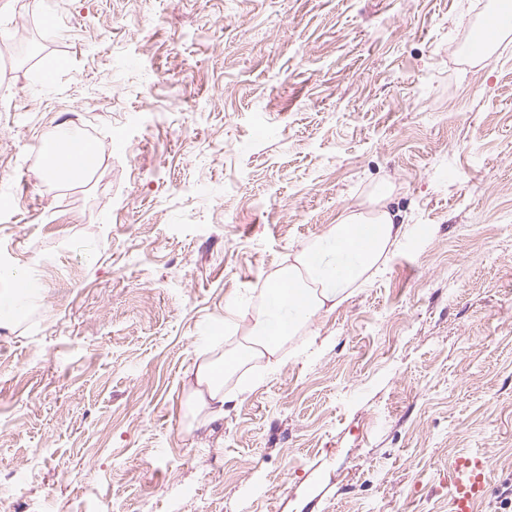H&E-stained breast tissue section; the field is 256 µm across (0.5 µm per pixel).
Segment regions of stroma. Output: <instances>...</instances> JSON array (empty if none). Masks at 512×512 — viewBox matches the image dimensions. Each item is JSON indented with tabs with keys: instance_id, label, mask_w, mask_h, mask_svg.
Masks as SVG:
<instances>
[{
	"instance_id": "35a3bbf8",
	"label": "stroma",
	"mask_w": 512,
	"mask_h": 512,
	"mask_svg": "<svg viewBox=\"0 0 512 512\" xmlns=\"http://www.w3.org/2000/svg\"><path fill=\"white\" fill-rule=\"evenodd\" d=\"M497 0H0V512H449L512 480V33ZM84 183L41 177L63 130ZM392 188L384 271L224 382L289 256ZM232 313H225V306ZM484 461L479 457H461L448 469V487L452 512H471L484 488Z\"/></svg>"
}]
</instances>
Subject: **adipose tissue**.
<instances>
[{
  "mask_svg": "<svg viewBox=\"0 0 512 512\" xmlns=\"http://www.w3.org/2000/svg\"><path fill=\"white\" fill-rule=\"evenodd\" d=\"M59 145L56 138L45 142L44 175L65 183L88 180L94 173L93 166L71 164L68 152L60 150ZM391 204L390 193L378 190L368 210L343 213L337 223L324 229L319 240L296 251L292 262L271 276L268 292L289 308L288 322L277 324L271 313L259 309L244 345L200 362L195 369L193 417L207 423L223 416L224 378L236 372L245 357H275L288 339L307 326L311 316L336 309L379 271L386 253L404 233ZM366 226L372 227L373 235L363 242L359 232Z\"/></svg>",
  "mask_w": 512,
  "mask_h": 512,
  "instance_id": "adipose-tissue-1",
  "label": "adipose tissue"
}]
</instances>
